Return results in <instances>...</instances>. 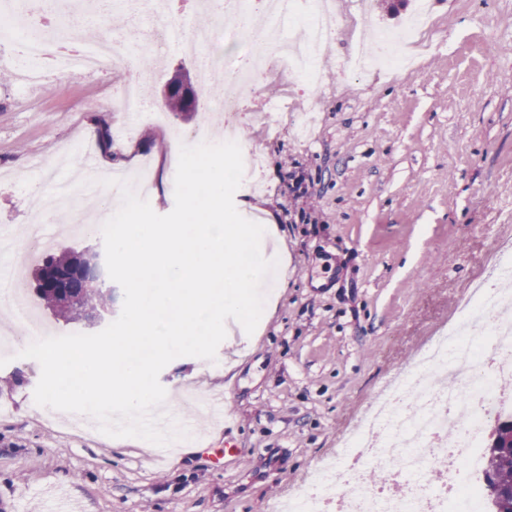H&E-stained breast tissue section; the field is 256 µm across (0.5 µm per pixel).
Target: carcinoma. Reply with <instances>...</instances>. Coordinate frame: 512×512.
<instances>
[{"mask_svg":"<svg viewBox=\"0 0 512 512\" xmlns=\"http://www.w3.org/2000/svg\"><path fill=\"white\" fill-rule=\"evenodd\" d=\"M170 112L181 119H188L196 109L186 103L178 91L167 96ZM85 252L66 251L56 257L48 258L40 265L34 279L40 298L58 317L67 323L78 322L88 317L90 311H101L110 306L112 295L101 289L88 291L80 286L79 281L70 282L69 293L76 298L75 303L64 305L57 290L47 285V280L55 272L87 271ZM512 433V427L498 422L490 434L485 449V490L492 510L491 512H512V441L495 437L499 433Z\"/></svg>","mask_w":512,"mask_h":512,"instance_id":"carcinoma-1","label":"carcinoma"}]
</instances>
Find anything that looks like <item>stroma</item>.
Returning <instances> with one entry per match:
<instances>
[{"label": "stroma", "mask_w": 512, "mask_h": 512, "mask_svg": "<svg viewBox=\"0 0 512 512\" xmlns=\"http://www.w3.org/2000/svg\"><path fill=\"white\" fill-rule=\"evenodd\" d=\"M338 0L330 57L320 82L277 72L241 103L234 124L260 144L251 174L274 216L266 258L287 252L264 290L278 293L260 334L226 336L215 360L165 367L159 381L181 399L180 419L195 429L196 450L114 446L93 420L35 404L37 361L20 357L29 326L0 321V512H45L66 497L76 512H274L314 468L335 457L374 393L459 315L474 282L486 275L494 247L512 239V0H430L422 43L408 41L409 68L343 71L352 31H406L414 0ZM201 50L171 47L153 58L148 100L176 68L197 73ZM0 290L20 282L35 317L51 335L92 333L84 322L57 320L35 291L34 272L64 251L103 252L100 232L63 235L23 260L33 215L58 224L47 165L69 150L92 119L116 124L108 105L124 72L78 74L67 64L34 89L0 62ZM224 99L206 85L192 118L135 124L97 152L95 166L125 160L137 172L151 160L149 199L160 215L174 207V179L163 176L172 128L208 122L225 129ZM287 101L277 135L263 115ZM308 178L312 223L292 219L301 205L291 170ZM234 424L236 455H222L224 423Z\"/></svg>", "instance_id": "1"}]
</instances>
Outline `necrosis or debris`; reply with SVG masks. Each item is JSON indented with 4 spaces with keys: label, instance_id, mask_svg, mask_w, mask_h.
I'll return each mask as SVG.
<instances>
[{
    "label": "necrosis or debris",
    "instance_id": "4bbe7bcc",
    "mask_svg": "<svg viewBox=\"0 0 512 512\" xmlns=\"http://www.w3.org/2000/svg\"><path fill=\"white\" fill-rule=\"evenodd\" d=\"M270 26L247 32L237 22L216 33L195 28L187 42L204 47L216 36L243 46L228 68L241 87L266 72V50L279 54V73L317 79L315 58L329 38L321 8L302 0H265ZM57 24L49 34L33 32L24 22L34 11L32 0H6L0 8V42L23 44L28 56L40 59L48 41L69 34L73 0H55ZM303 20V45H289L284 26ZM379 50L368 55L358 47L345 60V71L363 74L373 66L394 71L405 63L402 52L375 36ZM132 52L122 42L99 41L73 57L81 72H107L129 65ZM512 274V243L500 242L486 279L477 283L462 307L460 320L436 336L412 362L393 375L374 395L361 424L343 442L339 462L319 465L309 486L295 490L276 512H484L485 498L477 479L483 470L479 448L485 427L512 411V294L493 288V281ZM375 460L384 482L366 485L364 464Z\"/></svg>",
    "mask_w": 512,
    "mask_h": 512
}]
</instances>
